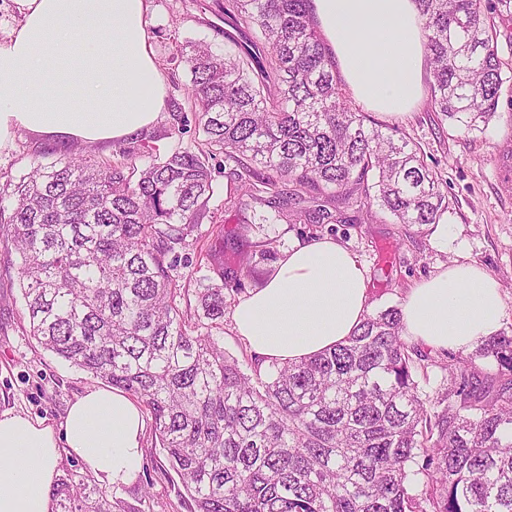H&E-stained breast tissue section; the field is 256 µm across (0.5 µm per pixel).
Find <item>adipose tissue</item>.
<instances>
[{"label":"adipose tissue","instance_id":"1","mask_svg":"<svg viewBox=\"0 0 512 512\" xmlns=\"http://www.w3.org/2000/svg\"><path fill=\"white\" fill-rule=\"evenodd\" d=\"M22 21L0 39V147L17 131L59 143L121 140L155 123L165 82L146 33V0H20ZM321 34L354 99L400 116L422 97L425 37L416 0H312ZM368 271L340 242L294 243L262 287L234 309V329L263 362L297 361L344 341L372 310ZM403 334L469 350L497 333L498 281L475 264L423 279L402 307ZM143 418L123 392L93 388L62 431L0 413V512H51L61 452L103 482L141 471Z\"/></svg>","mask_w":512,"mask_h":512}]
</instances>
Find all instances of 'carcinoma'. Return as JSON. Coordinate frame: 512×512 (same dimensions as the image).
<instances>
[{"label": "carcinoma", "mask_w": 512, "mask_h": 512, "mask_svg": "<svg viewBox=\"0 0 512 512\" xmlns=\"http://www.w3.org/2000/svg\"><path fill=\"white\" fill-rule=\"evenodd\" d=\"M417 2L431 111L483 131L504 83L490 0ZM224 16L256 40L235 56L194 43L177 57L209 150L177 148L141 170L71 157L0 185L30 335L148 407L195 512H512V336L451 359L434 396L417 380L429 356L394 306L330 350L247 372L215 338L229 276L212 262L191 283L177 254L209 213L207 156L224 155L231 203L259 205L260 231L375 204L400 224H436L448 209L420 149L366 126L343 93L310 0H226ZM51 502L116 510L77 470Z\"/></svg>", "instance_id": "1"}]
</instances>
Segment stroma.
Listing matches in <instances>:
<instances>
[{"instance_id":"obj_1","label":"stroma","mask_w":512,"mask_h":512,"mask_svg":"<svg viewBox=\"0 0 512 512\" xmlns=\"http://www.w3.org/2000/svg\"><path fill=\"white\" fill-rule=\"evenodd\" d=\"M146 30L159 70L165 78V105L159 120L136 136L106 143L80 144L91 164L108 166L120 151L130 152L137 166L148 163L142 144L158 152L182 146L200 149L203 136L195 120L191 73L173 61L190 42L208 44L216 53L231 50L224 38V0H147ZM366 125L411 140L420 147L428 167L448 186V236L434 225L399 224L386 211L372 215L347 213L342 224H271L267 260L255 262L250 275L224 291L225 352L237 359L249 356L236 333L231 314L248 293L262 285L282 252L296 242L330 237L346 246L367 268L374 309L401 306L410 289L448 265L473 263L500 284L502 319L499 332L512 336V194H504L498 164L512 157V80L503 83L495 117L481 132L464 133L440 120L421 98L407 114L386 116L368 110ZM64 150L46 136L18 131L0 148V182L19 179L37 163L62 159ZM215 193L211 217L199 225L202 248L220 249L231 267L251 254L256 236L248 222L251 210L225 203L231 184L224 175V157L210 158ZM223 224L225 239L212 235L213 223ZM7 225L0 223V412L14 411L61 429L71 402L86 390L101 387L94 378L38 346L29 333L21 296L18 258L7 245ZM141 439L143 468L127 485L107 493L123 512H193L192 501L178 476L164 463L151 414H144Z\"/></svg>"}]
</instances>
